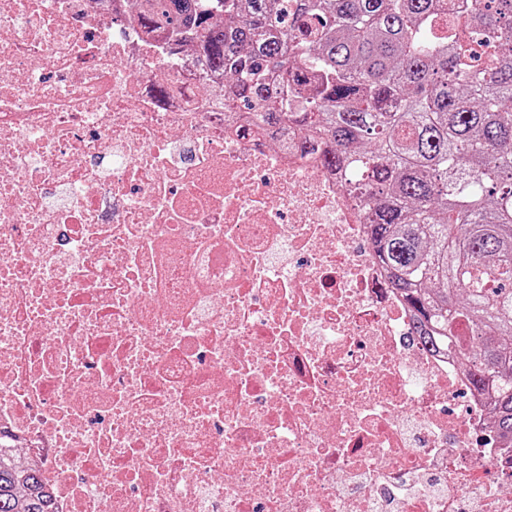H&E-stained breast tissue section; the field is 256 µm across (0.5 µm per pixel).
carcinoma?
<instances>
[{
    "instance_id": "obj_1",
    "label": "carcinoma",
    "mask_w": 512,
    "mask_h": 512,
    "mask_svg": "<svg viewBox=\"0 0 512 512\" xmlns=\"http://www.w3.org/2000/svg\"><path fill=\"white\" fill-rule=\"evenodd\" d=\"M138 24L305 132L363 200L414 339L466 364L512 439V0H142ZM0 512H55L1 447Z\"/></svg>"
}]
</instances>
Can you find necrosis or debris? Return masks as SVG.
Here are the masks:
<instances>
[{
  "label": "necrosis or debris",
  "mask_w": 512,
  "mask_h": 512,
  "mask_svg": "<svg viewBox=\"0 0 512 512\" xmlns=\"http://www.w3.org/2000/svg\"><path fill=\"white\" fill-rule=\"evenodd\" d=\"M134 12L0 0V446L57 512H512L358 199Z\"/></svg>",
  "instance_id": "necrosis-or-debris-1"
}]
</instances>
